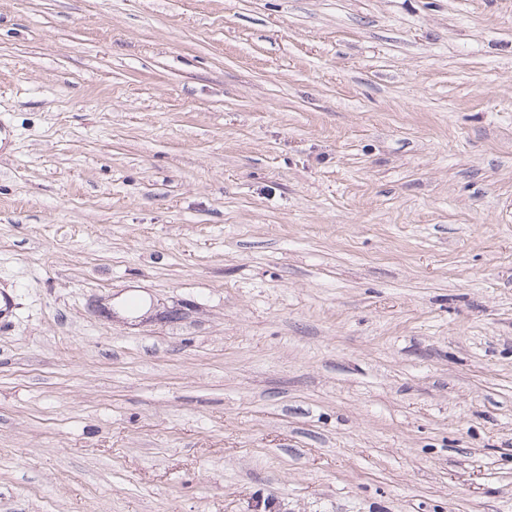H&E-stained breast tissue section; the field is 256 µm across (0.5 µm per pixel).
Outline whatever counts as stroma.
Returning a JSON list of instances; mask_svg holds the SVG:
<instances>
[{
    "mask_svg": "<svg viewBox=\"0 0 512 512\" xmlns=\"http://www.w3.org/2000/svg\"><path fill=\"white\" fill-rule=\"evenodd\" d=\"M0 512H512V0H0Z\"/></svg>",
    "mask_w": 512,
    "mask_h": 512,
    "instance_id": "obj_1",
    "label": "stroma"
}]
</instances>
